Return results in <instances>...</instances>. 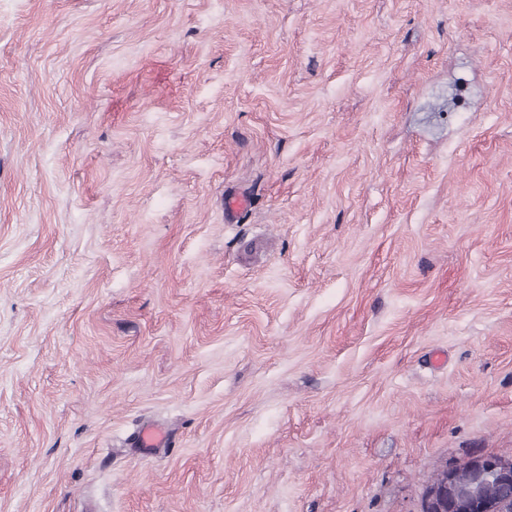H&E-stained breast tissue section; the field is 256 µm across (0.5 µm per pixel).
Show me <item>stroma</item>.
Masks as SVG:
<instances>
[{"instance_id":"obj_1","label":"stroma","mask_w":512,"mask_h":512,"mask_svg":"<svg viewBox=\"0 0 512 512\" xmlns=\"http://www.w3.org/2000/svg\"><path fill=\"white\" fill-rule=\"evenodd\" d=\"M482 452L512 0H0V512H417Z\"/></svg>"}]
</instances>
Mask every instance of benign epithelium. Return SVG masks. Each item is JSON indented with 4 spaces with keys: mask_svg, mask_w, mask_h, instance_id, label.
Instances as JSON below:
<instances>
[{
    "mask_svg": "<svg viewBox=\"0 0 512 512\" xmlns=\"http://www.w3.org/2000/svg\"><path fill=\"white\" fill-rule=\"evenodd\" d=\"M470 480H457L454 467L445 472L444 483L426 494L420 512H486L489 504L481 495V487L494 481L501 489L503 502L512 498V458L499 454H486L469 460Z\"/></svg>",
    "mask_w": 512,
    "mask_h": 512,
    "instance_id": "7a95c632",
    "label": "benign epithelium"
}]
</instances>
